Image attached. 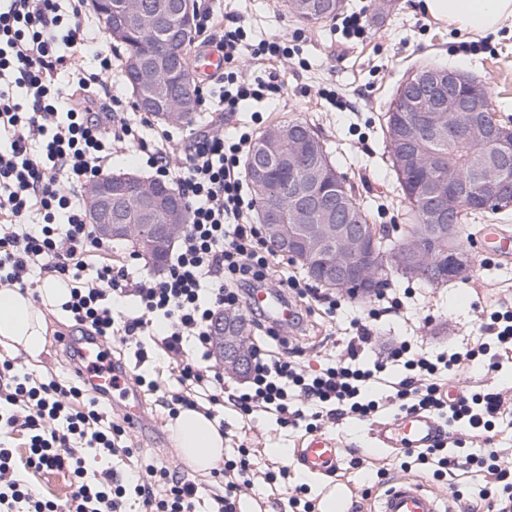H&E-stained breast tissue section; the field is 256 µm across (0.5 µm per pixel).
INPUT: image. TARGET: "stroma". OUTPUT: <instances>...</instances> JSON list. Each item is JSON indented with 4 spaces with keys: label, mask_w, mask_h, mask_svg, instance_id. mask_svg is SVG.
I'll return each instance as SVG.
<instances>
[{
    "label": "stroma",
    "mask_w": 512,
    "mask_h": 512,
    "mask_svg": "<svg viewBox=\"0 0 512 512\" xmlns=\"http://www.w3.org/2000/svg\"><path fill=\"white\" fill-rule=\"evenodd\" d=\"M374 2L345 0V13L360 12L367 19L364 34L353 40L345 39L337 19L316 26L300 24L283 0H216L214 9L238 18L247 31L241 59L244 73L265 77L275 72L287 84L273 102L243 105L227 118V125L257 135L291 119L307 120L324 137L337 170L368 206L372 223L384 225L397 237L404 228V202L384 150L381 123L385 109L403 76L412 67L430 63L462 70L482 81L498 115L512 118V21L497 33L478 38L423 13L417 0H393L391 9L382 13L375 10ZM273 35L287 39L291 56L281 61L253 58L252 45ZM390 285L407 291L408 296L399 312L375 321V342L360 356V365L387 358L404 341L431 353L472 348L484 334L482 314L495 310L498 303L512 301V263L477 256L468 279L431 285L396 277ZM341 302V308L330 314L317 304L295 301L297 322L279 329L288 339L289 351L298 352L300 361L311 368L339 358L346 336L353 332L352 319L366 318L378 305L373 296L365 300L345 296ZM40 312L46 326L40 353L33 357L0 343V359L17 360L20 369L39 377H66L69 358L60 351L56 338L69 332L71 323L62 310L44 306ZM142 371L156 381L155 390L141 394L151 426L131 431L130 438L140 456L171 468L180 466L183 458L167 428L170 417L165 402L180 389L170 360L157 353ZM243 385V380L225 378V397L215 408L216 415L224 419V457L238 459L239 448H249L254 469L275 470L284 460L283 450L298 448L306 432L281 425L261 411L240 414L229 396ZM375 427V422L348 417L325 424L324 432L335 437L343 450L335 475L315 477L292 469L288 480L261 484L244 495L240 512H283L288 489L301 483L307 484L308 497L318 506L338 490L360 503L378 498L404 470L401 454L373 443ZM9 445L15 450L17 471L23 479L48 498L69 497L74 482L70 473L28 468L22 434H14ZM466 446L479 455L501 450L502 466L512 469V405L498 415L489 437L468 439ZM354 458L362 460V467L351 466ZM424 482L447 496L462 491L463 499L452 503L455 512H488L487 501L479 497L481 478L475 470L455 469L439 479L425 477Z\"/></svg>",
    "instance_id": "stroma-1"
}]
</instances>
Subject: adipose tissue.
I'll use <instances>...</instances> for the list:
<instances>
[{
	"instance_id": "1",
	"label": "adipose tissue",
	"mask_w": 512,
	"mask_h": 512,
	"mask_svg": "<svg viewBox=\"0 0 512 512\" xmlns=\"http://www.w3.org/2000/svg\"><path fill=\"white\" fill-rule=\"evenodd\" d=\"M421 8L434 19L459 30L486 35L512 19V0H422ZM34 297L16 288L0 289V339L39 352L45 333ZM171 435L183 457L196 469H211L224 456V435L203 411L186 409L169 423Z\"/></svg>"
}]
</instances>
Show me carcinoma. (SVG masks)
<instances>
[{
    "instance_id": "obj_1",
    "label": "carcinoma",
    "mask_w": 512,
    "mask_h": 512,
    "mask_svg": "<svg viewBox=\"0 0 512 512\" xmlns=\"http://www.w3.org/2000/svg\"><path fill=\"white\" fill-rule=\"evenodd\" d=\"M151 13L155 14L160 24L157 26H130L113 39L124 50V65L127 83L131 89L135 103L140 105L145 97L152 98L155 110L151 116L160 119V113L176 104L184 112L183 126L194 122L198 107L195 82L192 78L189 59L181 62L178 70L165 64V57L171 53L177 55L184 46L191 47L194 39V8L195 2L188 0L185 9L180 13L170 10V0H144ZM288 13L298 22L306 25L325 23L343 9V0H288ZM408 107L405 102L392 99L384 113L382 127L385 148L388 150L393 171L399 183L402 198L406 204V227L411 229L410 237L422 241L432 253V261L442 267H448V257L444 256L443 248L427 234L432 226L428 216L431 206L430 188L432 179L438 174H449L455 171L467 172L480 164L484 158V148L475 141L448 140V120L465 123V116L454 114L451 118H443L437 132L429 135L419 143V153L423 162L430 170L414 172L403 171L398 166V157L404 153L407 145V133L404 126ZM297 129L305 133L310 142L311 163L316 167L323 160L329 159L325 141L307 122L290 120L274 125L259 134L247 158L264 152L276 157L279 169L274 175L279 185V201L285 210L290 208L288 184L295 180L291 169V157L295 154V145L289 140L288 131ZM250 192L256 207V215H261L269 206L271 198L265 195V188L252 175L249 168H244ZM322 216L316 220L318 224L333 225L332 239L329 246L340 243L342 226L348 224L370 223L369 212L356 198L353 187L345 176H340L339 184L325 185ZM512 207L506 205H490L482 209H471L462 201L456 213L459 225V236L455 245L465 247L464 224L470 219L499 220L506 218ZM170 215L162 204L155 205L150 222H145L135 204L128 206L127 223L139 225L138 239L125 240L133 252L148 260L152 266L161 270L165 267L170 248L153 240V225L167 224ZM406 244L402 237L378 240L375 248L380 263L387 267H378V288H383L391 276L398 275L389 261L398 254Z\"/></svg>"
}]
</instances>
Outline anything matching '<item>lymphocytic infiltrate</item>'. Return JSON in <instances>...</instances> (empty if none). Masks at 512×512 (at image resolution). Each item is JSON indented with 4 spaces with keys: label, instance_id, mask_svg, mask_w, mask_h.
<instances>
[{
    "label": "lymphocytic infiltrate",
    "instance_id": "lymphocytic-infiltrate-1",
    "mask_svg": "<svg viewBox=\"0 0 512 512\" xmlns=\"http://www.w3.org/2000/svg\"><path fill=\"white\" fill-rule=\"evenodd\" d=\"M87 0H0V131L9 135L0 148V286L27 290L32 268L47 275L71 277L73 286L62 309L77 331L117 343L138 363L147 354L142 339L157 335L162 350L177 362L179 383L207 391L211 403L224 393V374L212 365L211 317L224 308L248 303L251 287L265 281L276 263L274 253L251 222L253 202L245 192L241 162L250 152V133L227 135L203 130L173 157L165 142L143 136L149 119L128 111L112 92V53L101 46L102 21L90 13ZM243 26H225L218 45L224 73L198 88L210 113L227 118L243 103L261 102L285 85L276 75L252 80L240 71ZM65 72V86L53 75ZM142 152L155 179L175 182L188 204L190 222L162 275L132 278L127 268L89 266L88 257L111 250L86 220L82 189L112 166L115 152ZM135 298L139 315L118 309ZM338 363L312 369L302 362L273 355L266 346L251 347V369L243 392L233 396L244 414L262 410L278 423L318 431L324 420L351 416L368 421L385 403L402 412L422 410L448 427L450 441L423 451H409L404 469L420 467L439 478L449 468H478L481 496L496 512H512V470L498 454L483 459L464 453L467 438L489 431L505 399L487 389L448 404L438 380L464 371L478 356L512 352V307L501 305L483 324L486 338L478 347L434 356L395 348L390 359L402 362L406 374L394 383L387 401L370 398L367 389L384 362L361 367L359 353L373 342L369 322L354 319ZM22 433L28 467L65 470L75 488L65 502L45 497L14 475L12 448L5 436ZM132 456L125 429L79 379L38 378L21 372L16 362L0 360V512H197L199 484L182 471L143 461L137 475L124 477L108 469L88 476L87 454ZM238 462L213 468L225 478L224 492L209 512H238L243 489L255 474L248 449Z\"/></svg>",
    "mask_w": 512,
    "mask_h": 512
}]
</instances>
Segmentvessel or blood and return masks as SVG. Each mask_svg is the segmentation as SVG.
Here are the masks:
<instances>
[{
  "instance_id": "obj_1",
  "label": "vessel or blood",
  "mask_w": 512,
  "mask_h": 512,
  "mask_svg": "<svg viewBox=\"0 0 512 512\" xmlns=\"http://www.w3.org/2000/svg\"><path fill=\"white\" fill-rule=\"evenodd\" d=\"M196 82L206 83L224 71V54L213 46L197 49L191 61ZM477 252L501 261L512 260V235L495 225L486 226ZM251 305L266 310L279 326L294 323L296 312L285 296L275 289L258 288L252 291ZM73 358V368L93 394H118L123 402V421L133 429L144 424L143 403L130 380L129 369H117L112 364L108 342L101 337L75 339L60 337ZM445 430L431 415L410 412L399 419L379 424L373 438L379 447L396 451L430 448L442 441ZM341 462V450L330 435L314 432L303 440L294 458L295 465L312 475L331 476ZM369 512H447L444 503L421 481L403 477L392 482Z\"/></svg>"
}]
</instances>
